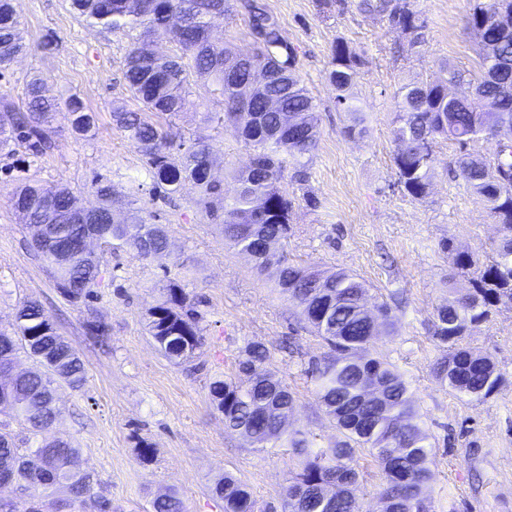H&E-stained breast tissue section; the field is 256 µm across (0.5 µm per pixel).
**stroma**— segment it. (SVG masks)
Here are the masks:
<instances>
[{"instance_id": "obj_1", "label": "stroma", "mask_w": 512, "mask_h": 512, "mask_svg": "<svg viewBox=\"0 0 512 512\" xmlns=\"http://www.w3.org/2000/svg\"><path fill=\"white\" fill-rule=\"evenodd\" d=\"M264 3L297 51L298 74L320 116L321 136L309 163L287 169L280 183L293 202L285 253L295 264L356 273L370 286V303L396 302L395 332L376 343L375 353L403 373L433 448L428 512H512V312L492 316L464 338L505 379L481 401L436 380L434 368L445 350L432 335L435 309L449 285H468L452 264L453 252L487 262L498 226L454 176L452 143H435V178L421 201L398 187L393 162L394 94L401 78L433 82L447 63L468 79L479 70V39L465 23L469 0H417L425 21L419 51L384 21L362 13L358 0L332 9L322 0ZM14 7L31 50L0 78V98L23 106L24 87L37 75L48 96L78 95L96 115L91 138H75L62 112L47 154L35 159L17 144L0 156V328L10 327L22 302H39L86 369L82 390L56 387L61 415L55 434L79 448L82 469L111 499L112 512H154V500L166 493L179 497L185 512H224L215 484L227 473L247 485L255 512H283L297 456L279 446L254 449L226 429L210 384L236 376L247 344H263L271 353L270 369L294 394L289 430L307 432L315 446L328 447L341 434L307 376L325 352L321 339L272 274L259 273L250 257L225 244L219 221L198 206L193 183L164 199L153 196L143 157L112 125L113 104L141 108L124 84L126 39L85 21L69 0H14ZM339 40L365 55L351 89L368 118L361 139L344 136L350 116L337 110L327 78L331 47ZM189 99L170 126L184 140H205L223 164L224 195L233 197L232 173L248 164L251 151L232 130L204 121V113L222 109L211 81H192ZM97 178L112 181L117 215L139 199L150 222L166 228L170 247L147 259L129 249L97 247L100 282L90 298L74 303L31 248L11 197L23 182L65 185L90 207ZM446 239L452 242L448 251L441 246ZM171 279L200 300L204 343L181 364L167 359L146 330L158 290ZM94 321L106 324V336L90 335ZM22 499L42 512H99L97 495L72 507L62 488L38 483L28 485Z\"/></svg>"}]
</instances>
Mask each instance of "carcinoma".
Instances as JSON below:
<instances>
[{"label": "carcinoma", "mask_w": 512, "mask_h": 512, "mask_svg": "<svg viewBox=\"0 0 512 512\" xmlns=\"http://www.w3.org/2000/svg\"><path fill=\"white\" fill-rule=\"evenodd\" d=\"M254 40L252 53L211 40L214 21L229 14V0H70L71 8L93 25L119 33L129 41L124 80L147 112L170 118L187 104L188 85L195 77L211 80L222 96L221 112L205 113V121L233 127L252 150L251 164L236 171V195L224 197V186L213 173L207 146L196 139L176 141L142 113L121 104L112 106V122L145 159L153 188L171 196L190 181L199 190L198 205L224 214V241L249 255L264 271L276 270L277 286L299 309L303 320L328 347L322 360L308 369L315 392L343 439L328 448H312L300 431H288L295 399L278 373L262 369L269 350L251 343L238 363L244 379L215 380L210 393L224 413L225 427L251 444L289 446L300 457L299 472L288 486L286 512H360L354 491L361 479L357 455L365 450L383 474L379 512H426L424 491L430 479L433 449L403 375L392 363L371 352L374 339L394 333L395 315L386 303L368 306L365 280L344 270L319 271L288 262L278 249L290 232L292 201L279 183L286 165L305 167V159L320 138L319 117L297 73L295 49L282 37L279 20L263 0H239ZM358 8L385 20L411 46L421 43L423 21L413 0H359ZM181 17L170 32L172 54L149 49L145 37ZM467 25L482 30L480 74L464 83L451 66L435 82L401 83L395 94L394 123L398 148L394 155L397 181L415 200L428 195L433 178L432 146L439 139L457 149L456 174L486 202L500 237L495 256L479 265L471 255L457 252L453 265L472 272L469 288L457 292L436 309L433 337L446 348L434 368L435 378L456 393L481 400L505 383L491 360L463 345L475 325L491 315L512 311V145L509 160L474 156L471 143L497 138L502 128L512 134V0H470ZM30 50L12 0H0V72L11 68L17 53ZM364 64L363 52L338 40L332 47L329 81L336 88V108L353 115L344 134L366 133L362 109L348 89ZM458 85L448 99V84ZM74 133L86 137L95 125L81 99L65 104ZM59 112L45 95L40 78L26 85L25 110L4 103L0 110V151L16 142L41 157L53 147V121ZM179 155H174V152ZM91 190L98 199L89 224L78 222L77 198L66 187L23 184L11 202L28 229L32 247L51 267L57 288L73 302L90 296L97 284L99 263L89 262L81 249L57 258L54 241L81 242L94 235L109 249L129 248L143 257L168 250L169 238L160 224L141 216L139 200L129 202L132 213L118 219L112 209L113 185L97 179ZM147 330L160 351L181 361L203 344L196 301L176 280L162 287L161 299L148 312ZM36 359L42 369L9 378L20 353ZM83 388L86 372L78 354L60 336L36 302L22 303L10 331H0V403L14 398L9 417L24 424L36 439L33 450L20 447L7 424L0 422V477L15 482L37 479L65 489L68 502L81 501L93 487L79 464L80 450L52 434L60 411L54 384ZM39 457L30 468L27 452ZM224 512H254L247 486L226 474L216 485ZM154 512H184L174 495L156 498Z\"/></svg>", "instance_id": "1"}]
</instances>
